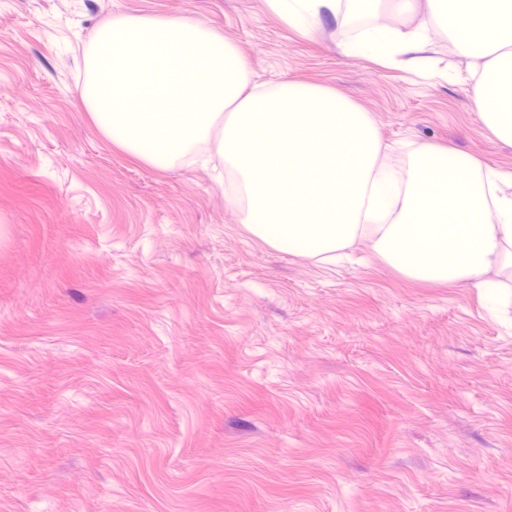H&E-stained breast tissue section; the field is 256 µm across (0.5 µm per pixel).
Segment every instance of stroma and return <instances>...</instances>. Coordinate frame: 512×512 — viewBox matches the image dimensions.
Here are the masks:
<instances>
[{
    "label": "stroma",
    "instance_id": "35a3bbf8",
    "mask_svg": "<svg viewBox=\"0 0 512 512\" xmlns=\"http://www.w3.org/2000/svg\"><path fill=\"white\" fill-rule=\"evenodd\" d=\"M139 15L218 29L252 85L340 91L400 171L431 142L512 172L444 34L382 63L269 0H0V512H503L512 274L287 254L225 204L218 136L169 170L113 146L84 48Z\"/></svg>",
    "mask_w": 512,
    "mask_h": 512
}]
</instances>
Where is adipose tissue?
<instances>
[{
    "mask_svg": "<svg viewBox=\"0 0 512 512\" xmlns=\"http://www.w3.org/2000/svg\"><path fill=\"white\" fill-rule=\"evenodd\" d=\"M339 31L348 33L347 54L390 59L407 53L426 32H443L471 66L470 98L492 138L512 140V0L495 6L477 27H464L462 13L478 0H426L417 26L402 30L379 24L375 0H346ZM272 9L304 38H312L325 11H337L336 0H270Z\"/></svg>",
    "mask_w": 512,
    "mask_h": 512,
    "instance_id": "ef3b65f1",
    "label": "adipose tissue"
}]
</instances>
